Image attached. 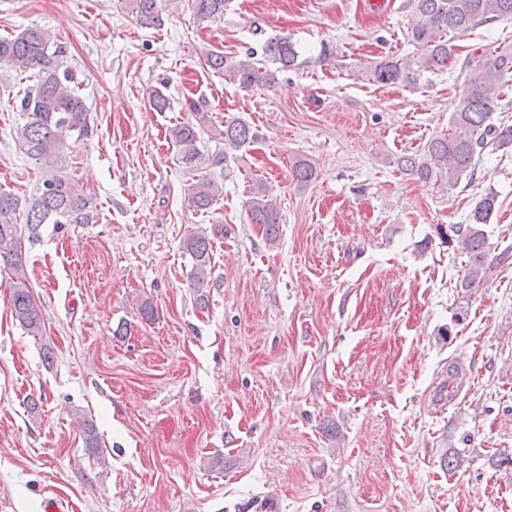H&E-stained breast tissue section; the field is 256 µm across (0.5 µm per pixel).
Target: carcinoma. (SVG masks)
<instances>
[{"mask_svg":"<svg viewBox=\"0 0 512 512\" xmlns=\"http://www.w3.org/2000/svg\"><path fill=\"white\" fill-rule=\"evenodd\" d=\"M189 2L199 24L224 18L227 0ZM129 6L141 25L161 24L160 0H129ZM406 7L412 14L408 38L415 52L376 61L369 76L379 84L416 85L425 74L442 72L452 59L460 58L464 46L458 41L471 29L491 21H512V0H407ZM298 57L293 42L274 36L264 41L259 57L253 51L231 62L224 54L212 51L207 54L206 64L241 87H254L268 85L275 81L277 73L299 65ZM464 63L469 68L467 88L449 118L448 129L430 139L422 152L396 159L398 170L426 183L446 181L452 188L463 176H474L476 157L486 148L512 147V125L492 121L512 81V50L488 55L475 64L466 58ZM0 66L7 72L34 70L38 76L35 86L19 99L18 109L23 112L25 123L18 128L17 136L26 155L43 169V179L28 202L0 191V265L11 273V313L29 334L37 336L43 329V315L27 286L17 214H24L32 238L43 224L94 222L96 204L75 185L64 154L69 136L75 133L87 137L93 128L79 82L67 65L66 50L47 29L34 25L15 36L0 38ZM185 111L190 118L170 127L169 137L177 149V161L188 171L204 165L222 169L228 151L238 150L257 138L247 122L228 119L219 132L224 150L205 155L198 146V136L211 124L208 111L193 99L185 101ZM315 176L316 167L311 161L294 162L293 177L298 182L307 183ZM185 191L194 210L206 213L223 195V186L205 174L187 184ZM496 206L497 195L487 192L473 206L467 223L457 228L461 248L469 256L459 283L467 292L482 287L498 267L512 266V247L494 256L487 249L484 226L490 223ZM248 216L250 223L264 227L268 243L277 241L280 209L261 182L253 187ZM183 249L193 260L195 288L201 291L207 284L212 246L205 234L194 233L184 239Z\"/></svg>","mask_w":512,"mask_h":512,"instance_id":"1","label":"carcinoma"}]
</instances>
